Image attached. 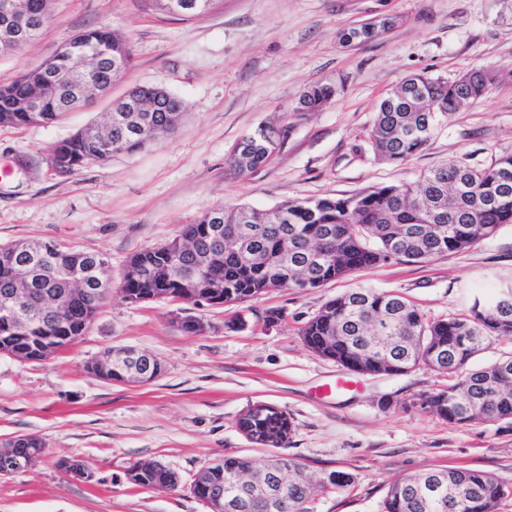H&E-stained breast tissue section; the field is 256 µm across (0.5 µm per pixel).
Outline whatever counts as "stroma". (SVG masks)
Segmentation results:
<instances>
[{"label":"stroma","mask_w":512,"mask_h":512,"mask_svg":"<svg viewBox=\"0 0 512 512\" xmlns=\"http://www.w3.org/2000/svg\"><path fill=\"white\" fill-rule=\"evenodd\" d=\"M384 18L367 40L344 33ZM106 25L127 37L134 66L93 107L55 124L0 126V244L38 240L105 256L113 293L73 346L41 361L0 356V446L34 435L45 454L34 468L0 478V512H209L190 491L215 457L263 464L273 448L249 442L236 421L265 403L293 432L283 455L313 480L350 475L317 493L313 512H381L387 487L442 467L493 474L512 486V428L448 423L412 407L448 383L418 366L402 375H353L315 353L299 332L322 305L356 289L408 299L430 320L466 311L512 285V224L461 252L421 264L391 262L323 287L285 288L241 304L125 302L128 259L162 246L205 211L236 204L269 209L287 200L347 197L416 181L443 162L485 166L512 152V0H224L198 19L167 15L154 0H54L35 41L0 56V80L34 68L80 32ZM480 67L498 80L483 99L440 118L428 145L402 164L379 161L369 130L380 100L408 75L452 80ZM336 94L316 112L296 106L311 86ZM135 85L160 86L187 106L182 127L134 153L73 174L51 164V148L101 120ZM261 127L281 129L266 164L234 173L231 148ZM205 326L190 334L172 310ZM277 322H267L269 310ZM241 328H228L232 317ZM127 346L156 358L162 375L133 387L90 374L87 363ZM357 378L356 389L321 386ZM80 457L93 479L67 476ZM158 462L180 479L174 490L134 486V462Z\"/></svg>","instance_id":"35a3bbf8"}]
</instances>
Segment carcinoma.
I'll return each mask as SVG.
<instances>
[{
    "label": "carcinoma",
    "mask_w": 512,
    "mask_h": 512,
    "mask_svg": "<svg viewBox=\"0 0 512 512\" xmlns=\"http://www.w3.org/2000/svg\"><path fill=\"white\" fill-rule=\"evenodd\" d=\"M28 19L25 42L35 39L52 21V0H20ZM75 47L92 48L100 56V77L105 89L133 62L129 40L107 26L89 28L73 38ZM496 80L491 69L472 70L449 81L423 74L412 75L382 99L369 133L379 160L401 164L423 150L437 121L462 105L485 97ZM336 90L315 85L304 92L297 111L316 112ZM40 100V121L54 123L82 107L69 92L45 84L35 68L0 82V124L32 123L31 98ZM157 103L154 112L133 111L136 99ZM112 124L87 125L88 134L58 142L52 166L73 173L90 162H103L116 153H132L157 135L179 129L185 105L162 87L141 85L123 99L112 101ZM258 142V155L247 171L264 165L276 147L265 130L250 136ZM503 224H512V153H504L483 167L450 163L432 168L415 182L370 187L344 198L288 200L270 210L240 204L204 212L187 224L180 237L195 240L184 264L206 268L199 288L224 284V302L241 303L251 291L266 294L279 288H320L352 272L392 261L425 263L432 258L461 252L493 236ZM37 241L0 245V252L30 271L29 301L68 287L61 269L85 272L89 294L65 298L58 308L45 307L29 324L32 344L59 352L84 335L99 308L112 296L108 261L104 256L53 248L59 266L53 268L34 253ZM173 242L134 254L162 271L160 281L132 279L124 273L122 292L143 293L167 288L178 295L180 270L166 265L165 252ZM304 343L322 356L378 358L387 373L424 364L448 374V386L420 395L410 402L457 425L482 420L512 426V355L480 368L469 363L495 336H512V306L505 309L499 297L475 301L468 313L448 320L428 322L407 299L396 294L354 290L327 301L301 329ZM251 464L246 457L225 456L209 468L210 482L224 486L235 498L233 512H257L256 498L284 492L282 512H311L316 485L300 462L279 457L256 468L257 480L246 490L234 487V473ZM130 481L153 489L164 483L170 470L156 463L134 464ZM512 496V487L480 470L448 467L406 475L392 482L383 500V512H497L500 502Z\"/></svg>",
    "instance_id": "obj_1"
}]
</instances>
